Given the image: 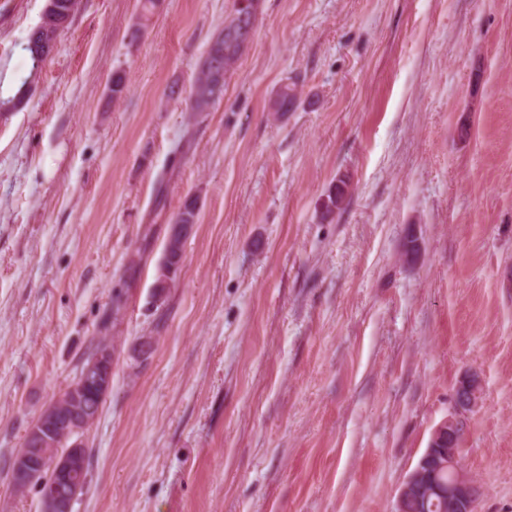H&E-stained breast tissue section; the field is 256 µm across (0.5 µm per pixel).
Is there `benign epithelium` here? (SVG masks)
<instances>
[{"mask_svg": "<svg viewBox=\"0 0 512 512\" xmlns=\"http://www.w3.org/2000/svg\"><path fill=\"white\" fill-rule=\"evenodd\" d=\"M247 15L241 14L228 30L215 34L212 43L224 41V34L245 52L253 39L254 26L246 23ZM70 17L59 7L58 0H46L42 20L36 27L41 36L45 53L54 51L60 32ZM112 350L98 352L85 368L79 383L69 387L73 397L91 390L104 396L112 387ZM480 401V382L476 374L465 375L453 393L454 414L438 425L430 443L417 465L406 478L398 497V512H420L426 504L425 495L435 492L448 499L449 512H477L479 489L463 472L458 455L453 448H441L445 440L458 442L464 430L463 416L472 412ZM94 419L76 410L64 413L56 407L44 410L25 435L22 448L14 457L11 478L15 487L38 483L42 498V512H73L74 503L82 485L73 479L75 470L85 465L83 439L74 441L63 454L49 455L46 448L59 434L81 435L91 427ZM53 473V479H43L44 470ZM448 470V484L439 483L440 471Z\"/></svg>", "mask_w": 512, "mask_h": 512, "instance_id": "benign-epithelium-1", "label": "benign epithelium"}]
</instances>
